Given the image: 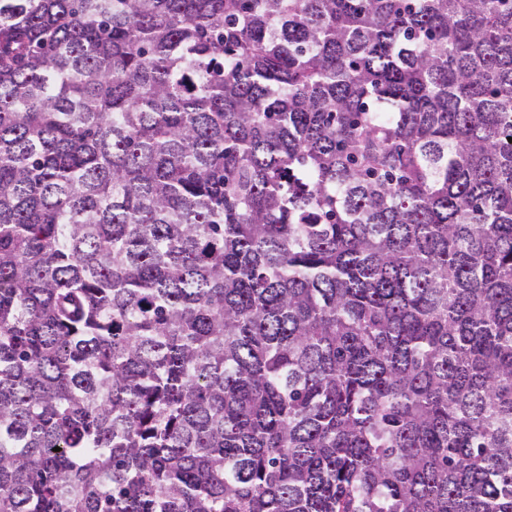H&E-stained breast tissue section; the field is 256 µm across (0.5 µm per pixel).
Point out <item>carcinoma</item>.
<instances>
[{
  "label": "carcinoma",
  "mask_w": 512,
  "mask_h": 512,
  "mask_svg": "<svg viewBox=\"0 0 512 512\" xmlns=\"http://www.w3.org/2000/svg\"><path fill=\"white\" fill-rule=\"evenodd\" d=\"M512 0H0V512H512Z\"/></svg>",
  "instance_id": "1"
}]
</instances>
